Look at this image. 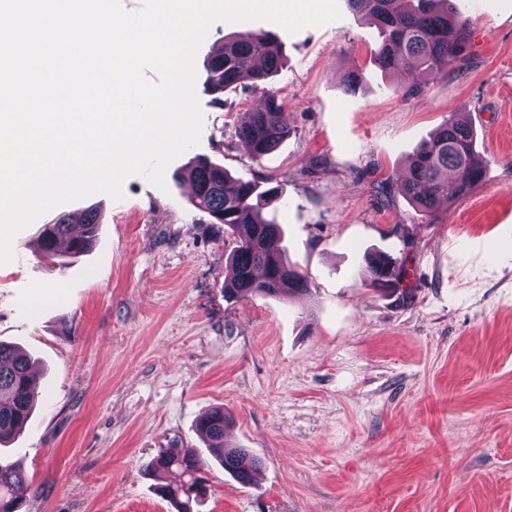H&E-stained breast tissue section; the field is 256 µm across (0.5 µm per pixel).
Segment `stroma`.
Masks as SVG:
<instances>
[{"mask_svg": "<svg viewBox=\"0 0 512 512\" xmlns=\"http://www.w3.org/2000/svg\"><path fill=\"white\" fill-rule=\"evenodd\" d=\"M453 3L468 59L408 100L347 0L294 33L214 22L198 63L226 36L271 32L282 68L225 90L220 108L196 85L200 140L165 189L133 174L122 199L60 205L14 237L0 341L35 359L37 403L4 453L27 475L26 512H176L141 472L184 448L210 479L198 512H512V0ZM351 70L364 76L353 92ZM270 92L291 132L256 160L237 131ZM455 109L486 161L478 186L428 216L380 199ZM197 155L279 186L277 246L309 294L225 301L232 240L173 179ZM91 207L92 250L42 260L44 226ZM370 251L404 264L408 294L368 285ZM218 405L229 441L262 461L254 486L204 448L196 423Z\"/></svg>", "mask_w": 512, "mask_h": 512, "instance_id": "1", "label": "stroma"}]
</instances>
